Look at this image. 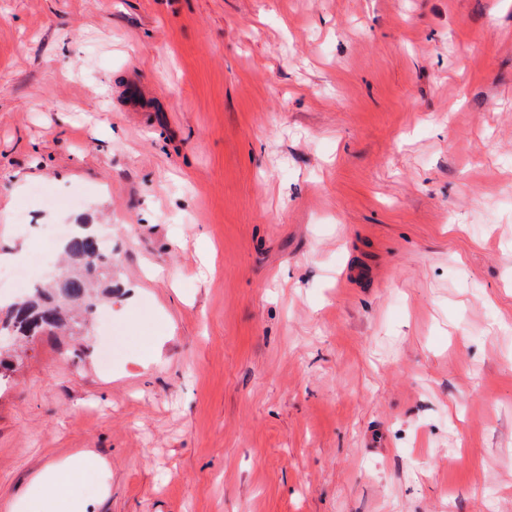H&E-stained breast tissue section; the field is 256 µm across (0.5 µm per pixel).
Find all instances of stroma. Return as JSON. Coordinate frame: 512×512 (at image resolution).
I'll list each match as a JSON object with an SVG mask.
<instances>
[{"mask_svg":"<svg viewBox=\"0 0 512 512\" xmlns=\"http://www.w3.org/2000/svg\"><path fill=\"white\" fill-rule=\"evenodd\" d=\"M76 190V207L50 197ZM112 318L0 371V512H512V0H0V254ZM84 224H78L80 230L71 235L65 246L69 260L68 272L51 291L35 288L25 299L10 306L4 320H0V345L9 344L13 337L3 330L2 322L14 327V340L20 337L34 336L46 326L49 329H62L77 324L73 312L77 308L91 310L99 296L112 291V246L101 244L93 231ZM14 342V343H15ZM109 469L108 461L90 450L80 451L75 456H69L44 467L34 473L29 481L25 495L24 507L29 509L24 512H74L67 509L77 507L75 501L61 500L48 503L42 496V490L47 485H57L61 481L70 483H94L97 477Z\"/></svg>","mask_w":512,"mask_h":512,"instance_id":"obj_1","label":"stroma"}]
</instances>
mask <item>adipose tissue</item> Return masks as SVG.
<instances>
[{
  "instance_id": "obj_1",
  "label": "adipose tissue",
  "mask_w": 512,
  "mask_h": 512,
  "mask_svg": "<svg viewBox=\"0 0 512 512\" xmlns=\"http://www.w3.org/2000/svg\"><path fill=\"white\" fill-rule=\"evenodd\" d=\"M108 468V461L90 450L56 461L34 473L29 481L24 505L28 512H51L55 507L66 512L71 506L70 501L61 500L57 505H50L42 496L43 488L63 481L92 483Z\"/></svg>"
}]
</instances>
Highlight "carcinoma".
Returning <instances> with one entry per match:
<instances>
[{
  "label": "carcinoma",
  "instance_id": "1",
  "mask_svg": "<svg viewBox=\"0 0 512 512\" xmlns=\"http://www.w3.org/2000/svg\"><path fill=\"white\" fill-rule=\"evenodd\" d=\"M65 254L70 267L55 288H36L7 310L5 322L14 327L15 338L33 336L47 327H70L76 309L88 311L99 296L111 293L112 260L102 252L94 232L80 228L68 238Z\"/></svg>",
  "mask_w": 512,
  "mask_h": 512
}]
</instances>
